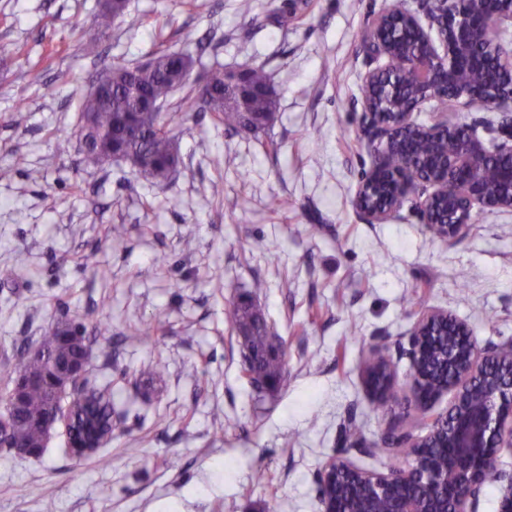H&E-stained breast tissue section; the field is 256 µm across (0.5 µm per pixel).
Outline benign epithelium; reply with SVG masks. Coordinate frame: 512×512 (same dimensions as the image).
<instances>
[{"mask_svg": "<svg viewBox=\"0 0 512 512\" xmlns=\"http://www.w3.org/2000/svg\"><path fill=\"white\" fill-rule=\"evenodd\" d=\"M428 24L402 9L378 14L362 36L365 55L376 66L363 74L367 87L388 89L392 102L382 112L362 99L363 131L379 145L378 162L359 184L354 204L370 224L388 221L403 203L415 199L426 229L448 243L466 236L465 215L474 210H512V38L496 32L512 22V0H427ZM395 21L410 27L421 54L391 37ZM403 52L406 78L388 83L394 57ZM451 111L482 107L502 114L497 127L506 141L486 144L471 124L454 122L443 112L430 125L413 114L430 101ZM417 135L432 148L427 175L409 161L398 170L387 159L403 139ZM500 162L490 184L484 170ZM412 374L408 397L419 410L426 433L391 435L389 444L408 449L399 471L373 472L346 457L331 459L320 472L323 512H474L485 484H500L498 512H512V473L498 468L503 453L512 455V340L480 344L469 325L444 310L422 311L403 349ZM88 359L62 366L50 360L44 385L58 399L74 397ZM389 359L376 353L365 366V382L384 399L395 387L386 372ZM27 386L23 373L7 392L11 406ZM450 395L448 406L434 410ZM69 411L59 405L46 422L47 434L61 425L69 431Z\"/></svg>", "mask_w": 512, "mask_h": 512, "instance_id": "obj_1", "label": "benign epithelium"}]
</instances>
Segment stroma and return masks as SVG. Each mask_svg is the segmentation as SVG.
Returning <instances> with one entry per match:
<instances>
[{"label": "stroma", "instance_id": "1", "mask_svg": "<svg viewBox=\"0 0 512 512\" xmlns=\"http://www.w3.org/2000/svg\"><path fill=\"white\" fill-rule=\"evenodd\" d=\"M100 5L0 0V379L17 371L20 346L40 343L72 308L86 316L90 373L112 386L103 457L76 461L59 435L37 458L0 447V512H43L46 497L55 512H322L319 473L337 454L376 472L406 459L381 440L389 427L414 428L416 408L372 398L364 366L383 353L405 390L398 344L420 308L466 321L482 343L512 338V210L486 212L451 244L411 202L382 224L354 206L376 156L362 135L363 32L392 7L424 15L425 0H253L246 15L238 0H128L105 38L93 23ZM202 37L210 47L196 46ZM93 41L97 59L84 50ZM160 51L190 53L195 79L264 65L278 92L273 124L257 136L228 131L172 104L169 180L116 161L78 166L73 130L94 73ZM34 67L42 84L29 81ZM269 138L277 153L262 149ZM114 224L127 229L120 250L108 240ZM186 236L193 250L182 249ZM90 252L97 267L83 263ZM258 278L267 286L256 303L286 346V385L262 398L240 373L227 317ZM155 320L151 339L136 336ZM157 362L142 396L133 379Z\"/></svg>", "mask_w": 512, "mask_h": 512}]
</instances>
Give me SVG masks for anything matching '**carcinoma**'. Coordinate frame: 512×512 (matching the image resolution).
<instances>
[{
	"label": "carcinoma",
	"mask_w": 512,
	"mask_h": 512,
	"mask_svg": "<svg viewBox=\"0 0 512 512\" xmlns=\"http://www.w3.org/2000/svg\"><path fill=\"white\" fill-rule=\"evenodd\" d=\"M127 9V0H112L101 6L94 17L99 33L106 35L115 20ZM151 66H129L114 61L98 72L97 79L110 86L101 99L87 96L79 109L74 133L79 148L78 165L96 168L112 159L126 163L140 177L155 182L168 179L172 165L178 164L176 136L166 112H147L146 105L166 104L177 91H186L182 107L199 119L211 113L214 120L232 129L259 131L275 118L278 95L264 66L250 63L233 76L217 70L210 82L189 83L193 59L186 53L159 52L150 58ZM228 317L241 342V366L249 384L255 379L268 385L253 391L262 396L285 385V352L272 344L275 333L248 296H240L228 309ZM41 345L60 360L88 350L85 338L64 345L57 332L43 338ZM47 368L42 359L25 357L24 375L31 380L25 400L10 410L12 437L30 448L44 447L43 421L53 401L40 380ZM83 388L90 394L91 413L112 421V398L107 388L97 387L85 376Z\"/></svg>",
	"instance_id": "cac0c4a2"
}]
</instances>
